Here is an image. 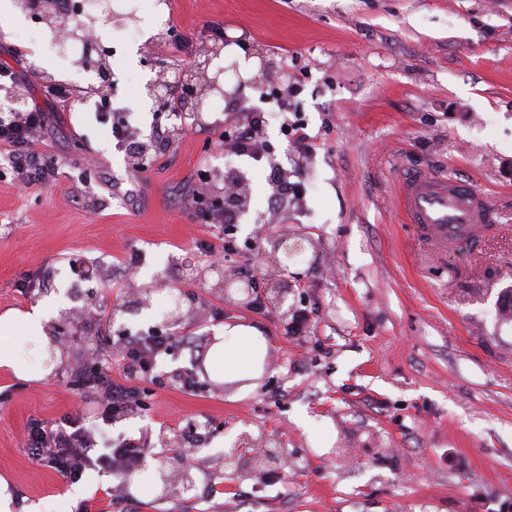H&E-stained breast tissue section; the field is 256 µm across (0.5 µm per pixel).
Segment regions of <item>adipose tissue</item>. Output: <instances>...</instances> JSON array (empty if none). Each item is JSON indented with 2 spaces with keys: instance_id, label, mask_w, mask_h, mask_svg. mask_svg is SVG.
Instances as JSON below:
<instances>
[{
  "instance_id": "ef3b65f1",
  "label": "adipose tissue",
  "mask_w": 512,
  "mask_h": 512,
  "mask_svg": "<svg viewBox=\"0 0 512 512\" xmlns=\"http://www.w3.org/2000/svg\"><path fill=\"white\" fill-rule=\"evenodd\" d=\"M56 314L43 302L24 312L0 315V368H6L20 379H33L34 374L20 362L8 338L16 331L49 340L51 323ZM221 341L214 343L205 358L211 377L233 381L261 368L267 353V340L256 328L244 325H225Z\"/></svg>"
}]
</instances>
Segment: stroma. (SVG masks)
<instances>
[{
  "instance_id": "1",
  "label": "stroma",
  "mask_w": 512,
  "mask_h": 512,
  "mask_svg": "<svg viewBox=\"0 0 512 512\" xmlns=\"http://www.w3.org/2000/svg\"><path fill=\"white\" fill-rule=\"evenodd\" d=\"M157 35L142 25L152 0H116L109 34L112 109L132 111L150 143L158 110L148 81L193 68L180 38L224 26L225 43L259 62L236 81L239 112L264 111L270 161L212 151L194 116L168 120L169 151L144 173L114 147L88 102L95 72L59 56L32 17L0 32V65L12 67L27 105L49 115L36 151L59 161L50 182L19 188L0 146V315L61 297L74 335L44 348L15 333L18 355L42 366L24 381L0 368V477L12 512H512V320L496 301L512 287V0H164ZM50 57L52 67L41 64ZM296 93L314 143L297 156L275 100L280 74ZM66 75L78 101L45 98ZM304 186L274 203L270 162ZM208 167L211 179L192 175ZM450 173L488 194L499 217L477 242L439 253L395 208L404 171ZM247 190L224 267L282 277L288 307L310 311L305 335H286L281 310L258 314L226 300L204 246L197 194L215 198L228 177ZM299 234L313 244L285 274L252 269L251 247ZM181 301L180 341L159 355L143 405L107 428L110 442L146 435L149 450L129 477L86 471L79 481L40 466L24 446L28 423L87 412L73 364L101 344L160 325ZM243 323L268 342L261 369L232 382L185 390L186 371L216 330ZM252 447L239 445L242 434ZM178 437L196 497L162 495V437Z\"/></svg>"
}]
</instances>
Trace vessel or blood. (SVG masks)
Listing matches in <instances>:
<instances>
[{
	"label": "vessel or blood",
	"instance_id": "vessel-or-blood-1",
	"mask_svg": "<svg viewBox=\"0 0 512 512\" xmlns=\"http://www.w3.org/2000/svg\"><path fill=\"white\" fill-rule=\"evenodd\" d=\"M398 203L408 221L426 226L442 248L478 240L484 224L492 220L488 197L449 174L405 173Z\"/></svg>",
	"mask_w": 512,
	"mask_h": 512
}]
</instances>
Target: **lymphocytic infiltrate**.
I'll use <instances>...</instances> for the list:
<instances>
[{
	"label": "lymphocytic infiltrate",
	"instance_id": "1",
	"mask_svg": "<svg viewBox=\"0 0 512 512\" xmlns=\"http://www.w3.org/2000/svg\"><path fill=\"white\" fill-rule=\"evenodd\" d=\"M97 118L100 123L109 125L112 138L125 147L131 158L138 160L139 170H147L148 153L144 145L132 139L130 113L113 118L108 101L103 99L97 105ZM45 125V114L39 107L21 112L0 108V143L12 147L13 172L22 184L45 181L58 169L55 157L31 149L34 133ZM266 126L264 113L250 112L225 125L219 139L235 156L259 162L266 155L263 148ZM168 343V337L155 330L126 334L122 347V379L113 378L112 365L108 362L98 363L91 372L81 374V387L87 395L93 396L98 417L109 422L125 416L137 406L136 384L151 377L156 358L167 352ZM27 444L32 456L43 466L75 482L81 479L86 469L95 466L132 475L145 455V439L141 436L123 439L110 453L100 452L81 414L51 425L30 422Z\"/></svg>",
	"mask_w": 512,
	"mask_h": 512
}]
</instances>
